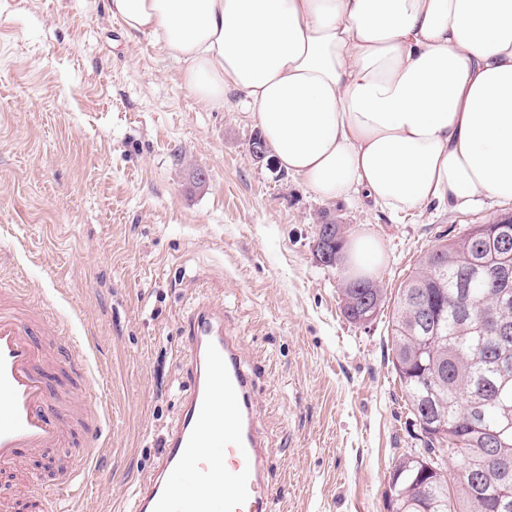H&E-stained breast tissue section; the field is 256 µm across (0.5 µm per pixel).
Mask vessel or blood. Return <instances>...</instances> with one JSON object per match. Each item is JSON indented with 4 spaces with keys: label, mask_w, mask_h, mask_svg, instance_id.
Here are the masks:
<instances>
[{
    "label": "vessel or blood",
    "mask_w": 512,
    "mask_h": 512,
    "mask_svg": "<svg viewBox=\"0 0 512 512\" xmlns=\"http://www.w3.org/2000/svg\"><path fill=\"white\" fill-rule=\"evenodd\" d=\"M181 327L188 386L125 512H276L239 338L225 331L223 308L206 301L184 311ZM57 332L20 309L15 288L0 285V512H20V480H39L30 461L70 445L85 418L74 404L94 382L81 347L72 346L67 362L72 405L59 403L51 384L44 341Z\"/></svg>",
    "instance_id": "vessel-or-blood-1"
}]
</instances>
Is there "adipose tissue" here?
I'll use <instances>...</instances> for the list:
<instances>
[{
    "label": "adipose tissue",
    "instance_id": "ef3b65f1",
    "mask_svg": "<svg viewBox=\"0 0 512 512\" xmlns=\"http://www.w3.org/2000/svg\"><path fill=\"white\" fill-rule=\"evenodd\" d=\"M202 105L250 112L322 202L394 213L512 201V0H108ZM370 234L344 275L374 278Z\"/></svg>",
    "mask_w": 512,
    "mask_h": 512
}]
</instances>
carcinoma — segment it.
Wrapping results in <instances>:
<instances>
[{
	"label": "carcinoma",
	"mask_w": 512,
	"mask_h": 512,
	"mask_svg": "<svg viewBox=\"0 0 512 512\" xmlns=\"http://www.w3.org/2000/svg\"><path fill=\"white\" fill-rule=\"evenodd\" d=\"M512 231V215L475 224L424 254L398 292L391 326L392 366L410 413L436 426L423 441L425 454L399 457L394 512H512V335L498 347L493 319L512 327V311L500 313L499 294H512V239L506 274L474 271L499 256L495 230ZM346 296L354 313L384 303L382 288L354 281ZM454 471L456 509L450 506L445 461Z\"/></svg>",
	"instance_id": "cac0c4a2"
}]
</instances>
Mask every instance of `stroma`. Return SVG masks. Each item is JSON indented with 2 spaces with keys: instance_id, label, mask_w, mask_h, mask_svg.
Here are the masks:
<instances>
[{
  "instance_id": "1",
  "label": "stroma",
  "mask_w": 512,
  "mask_h": 512,
  "mask_svg": "<svg viewBox=\"0 0 512 512\" xmlns=\"http://www.w3.org/2000/svg\"><path fill=\"white\" fill-rule=\"evenodd\" d=\"M257 129L198 103L106 0H0V282L64 322L97 384L74 512H123L150 469L188 382L181 315L201 299L241 338L278 512H386L394 460L423 450L390 362L399 289L439 239L512 202L326 204L252 160ZM329 218L383 246L387 301L368 324L344 317L341 272L314 258Z\"/></svg>"
}]
</instances>
